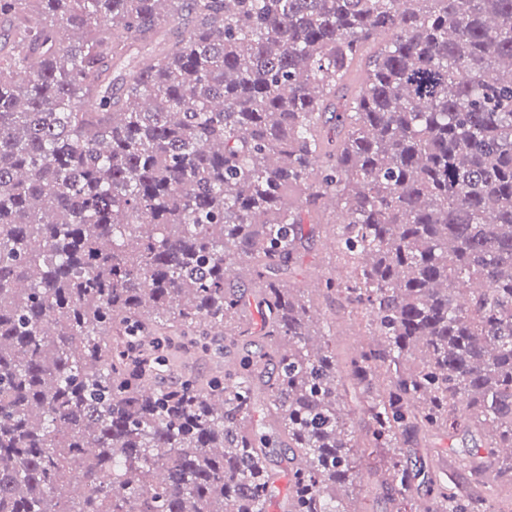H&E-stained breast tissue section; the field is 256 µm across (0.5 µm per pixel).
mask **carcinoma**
Masks as SVG:
<instances>
[{
	"instance_id": "1",
	"label": "carcinoma",
	"mask_w": 512,
	"mask_h": 512,
	"mask_svg": "<svg viewBox=\"0 0 512 512\" xmlns=\"http://www.w3.org/2000/svg\"><path fill=\"white\" fill-rule=\"evenodd\" d=\"M0 25V512H266L274 435L287 512H361L370 459L392 512L419 480L420 512L497 505L512 0H0ZM330 198L349 273L318 295L362 329L342 360L270 276ZM243 280L261 361L155 386L133 333L250 336ZM465 425L486 454L460 491L406 445Z\"/></svg>"
}]
</instances>
